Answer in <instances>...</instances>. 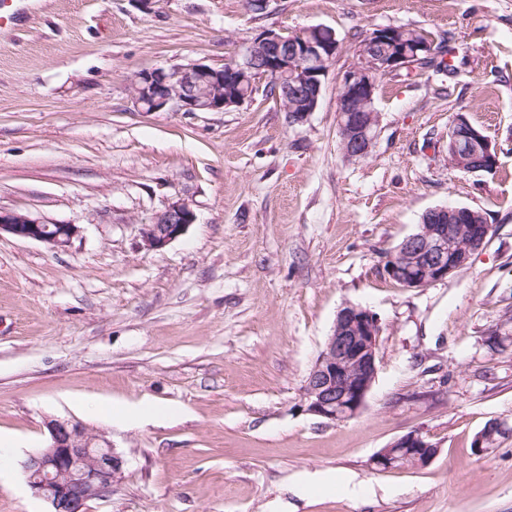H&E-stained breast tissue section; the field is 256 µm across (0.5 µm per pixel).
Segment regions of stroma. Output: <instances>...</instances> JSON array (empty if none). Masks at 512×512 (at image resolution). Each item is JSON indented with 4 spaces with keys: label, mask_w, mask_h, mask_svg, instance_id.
<instances>
[{
    "label": "stroma",
    "mask_w": 512,
    "mask_h": 512,
    "mask_svg": "<svg viewBox=\"0 0 512 512\" xmlns=\"http://www.w3.org/2000/svg\"><path fill=\"white\" fill-rule=\"evenodd\" d=\"M336 32L319 104L288 122L265 90L223 112H143L130 77L241 59L262 28ZM447 37L454 75L379 76L370 154L346 158L338 78L363 35ZM464 117L496 145L488 173L448 165ZM185 234L143 248L169 202ZM440 206L482 211L485 246L447 280L406 288L383 267ZM0 208L77 224L64 251L0 237V512H49L23 472L50 419L105 434L125 461L89 512H512V346L482 344L512 316V0H31L0 30ZM382 334L365 409L330 422L303 404L338 311ZM125 406L178 408L144 423ZM412 430L439 446L423 468L372 470ZM194 222L190 205L180 198L173 200L155 215L151 224L142 225V243L148 250L162 249L181 237ZM506 421L494 420L488 423L479 433L474 442V448L479 455H485L497 446L496 431L501 430Z\"/></svg>",
    "instance_id": "35a3bbf8"
}]
</instances>
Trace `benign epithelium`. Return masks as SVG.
Returning <instances> with one entry per match:
<instances>
[{
    "label": "benign epithelium",
    "mask_w": 512,
    "mask_h": 512,
    "mask_svg": "<svg viewBox=\"0 0 512 512\" xmlns=\"http://www.w3.org/2000/svg\"><path fill=\"white\" fill-rule=\"evenodd\" d=\"M339 49L336 33L324 26L309 27L288 39L263 29L252 39L242 59L227 67L194 63L168 69L142 70L130 80L134 104L144 112H221L251 98L260 80H273L283 100L299 101L289 123H305L322 95L327 62ZM357 62L339 80V132L350 141L345 156L366 157L377 138L380 117L373 108L378 75L415 64L419 56L437 63L440 51L433 43L419 42L417 32L377 27L355 48ZM234 87L224 94V85ZM448 162L467 173L490 172L497 163V148L462 115L448 131ZM468 207H436L425 213V223L398 244L384 272L406 288H423L448 279L464 268L488 241L492 226L476 221ZM195 222L190 205L171 201L140 235L149 250H159L181 237ZM81 232L77 224H48L18 211L0 209V235L37 241L53 250L68 248ZM382 328L371 311L347 304L337 315L324 347L310 368L304 385L306 410L331 422L357 417L377 375ZM504 421L488 423L476 437L478 454L497 446L496 431ZM47 447L23 462L33 493L46 501L50 512H88V502L112 495L124 474L125 461L103 434L91 432L79 421L51 419ZM439 446L420 430L410 431L378 451L372 469L389 471L406 465L423 467L433 461Z\"/></svg>",
    "instance_id": "benign-epithelium-1"
}]
</instances>
